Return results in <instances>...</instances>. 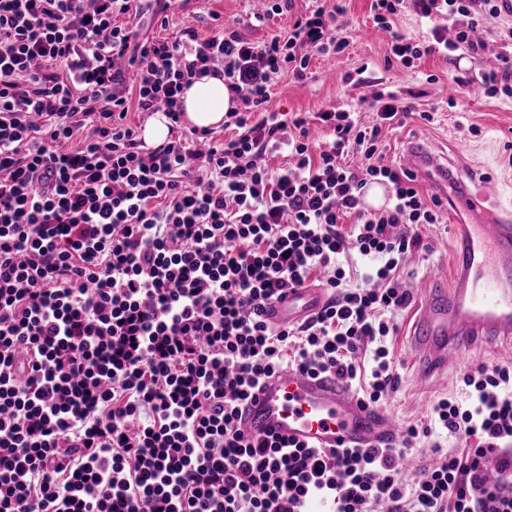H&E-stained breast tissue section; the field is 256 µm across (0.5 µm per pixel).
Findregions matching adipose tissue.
I'll return each mask as SVG.
<instances>
[{
	"mask_svg": "<svg viewBox=\"0 0 512 512\" xmlns=\"http://www.w3.org/2000/svg\"><path fill=\"white\" fill-rule=\"evenodd\" d=\"M181 102L185 122L197 128L220 126L226 113L236 107L233 93L217 75L194 80L184 88Z\"/></svg>",
	"mask_w": 512,
	"mask_h": 512,
	"instance_id": "ef3b65f1",
	"label": "adipose tissue"
}]
</instances>
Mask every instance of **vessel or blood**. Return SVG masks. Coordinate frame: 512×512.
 <instances>
[{"label":"vessel or blood","mask_w":512,"mask_h":512,"mask_svg":"<svg viewBox=\"0 0 512 512\" xmlns=\"http://www.w3.org/2000/svg\"><path fill=\"white\" fill-rule=\"evenodd\" d=\"M398 163L426 179L455 212L471 216L454 253L451 287L431 270L412 326L411 346L423 375L457 360L470 345L512 340V212L489 207L495 191L482 181L476 192L448 189V163L428 141L407 145ZM324 289L301 288L275 302L271 322L286 325L320 308ZM245 438L273 436L318 448H369L393 441L398 428L383 411L361 403L336 377L293 368L278 371L241 408Z\"/></svg>","instance_id":"obj_1"}]
</instances>
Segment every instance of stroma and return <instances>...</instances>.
I'll list each match as a JSON object with an SVG mask.
<instances>
[{"mask_svg":"<svg viewBox=\"0 0 512 512\" xmlns=\"http://www.w3.org/2000/svg\"><path fill=\"white\" fill-rule=\"evenodd\" d=\"M340 4L344 14L338 35L348 43L345 52L313 56L309 75L302 81L286 74L274 75L269 110L311 117V135L319 140L323 131L314 120L317 112L333 106L354 108L359 121L369 125L375 116L373 112L358 110L359 98L373 90L395 92L412 115L404 125L384 131L387 162H395L410 142L426 138L436 153L447 155L466 188L476 189L480 178L491 174L497 179L498 201L512 202V99L479 96L466 100L461 108L448 105L456 87V75L467 70H496L502 68L504 59H512V41L494 37L498 19L489 17L484 21V39L488 43L484 51L466 52L456 60L431 55L406 67L389 60L387 36L373 21L371 0H340ZM251 7L250 0H181L166 11L165 24L143 28L140 34L171 39L192 31L204 40L212 36L217 25L226 24L247 39L261 41L287 34L295 21L294 14L284 13L271 16L263 26L256 27L250 21ZM423 111L431 114V121L420 119ZM457 224V217L451 215L446 223L421 226L428 249L413 254L408 261L412 288H422L433 268L453 273ZM412 316L408 309L397 318L399 330L393 343L400 380L396 393L384 407L402 427L422 420L428 402L453 391L461 373L479 365L491 368L512 363L511 343L476 344L448 365L434 382H422L416 374L409 344Z\"/></svg>","mask_w":512,"mask_h":512,"instance_id":"obj_1","label":"stroma"}]
</instances>
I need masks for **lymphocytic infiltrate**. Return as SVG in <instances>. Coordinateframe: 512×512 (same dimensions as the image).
<instances>
[{
    "label": "lymphocytic infiltrate",
    "mask_w": 512,
    "mask_h": 512,
    "mask_svg": "<svg viewBox=\"0 0 512 512\" xmlns=\"http://www.w3.org/2000/svg\"><path fill=\"white\" fill-rule=\"evenodd\" d=\"M403 65L484 49L483 17L512 0H372ZM164 0H0V512H512V367L462 374L397 443L312 448L244 438L238 407L278 369L342 380L367 405L396 392L393 336L412 294L403 275L417 227L443 202L384 160L381 134L408 117L377 91L374 124L330 108L315 119L267 104L271 77L304 78L343 53L340 7L313 0L288 36L233 28L144 39L119 15L156 22ZM431 38L394 29L402 10ZM218 73L240 106L235 137L190 129L149 147L130 107L183 114L179 95ZM512 97V64L457 78ZM288 161L270 168L268 154ZM360 154L364 166L347 158ZM381 179L388 204L363 206ZM328 301L291 325L271 303L304 286ZM434 462L408 477L421 440Z\"/></svg>",
    "instance_id": "obj_1"
}]
</instances>
